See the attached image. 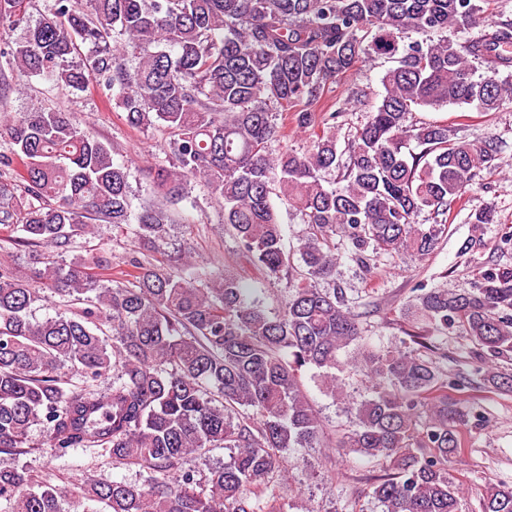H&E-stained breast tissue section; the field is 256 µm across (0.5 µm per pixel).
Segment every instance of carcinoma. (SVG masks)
Wrapping results in <instances>:
<instances>
[{"mask_svg":"<svg viewBox=\"0 0 512 512\" xmlns=\"http://www.w3.org/2000/svg\"><path fill=\"white\" fill-rule=\"evenodd\" d=\"M489 2L53 0L33 23L32 0H0V89L32 76L62 93L96 83L129 127L167 135L164 158L147 165L156 199L135 213L129 169L71 113L0 121V228L31 256L22 269L0 263V455L29 453L40 425L54 454L91 449L142 476L138 485L84 474L70 500L22 466L0 467V512H289L285 463L323 437L300 389L308 369L353 417L333 451L383 471L367 492L378 512H465L448 464L483 415L448 394L471 383L431 357V332L512 359V268H489L462 292L423 289L410 338L427 355L369 346L343 292L321 283L336 277L338 236L361 262L369 247L428 254L434 226L498 168L495 139L410 123L417 106L493 112L512 99V19L494 18ZM469 26L483 31L444 36ZM412 33L440 38L404 42ZM375 57L395 66L339 154L350 101L327 95ZM285 112L296 131H312L307 149L272 150L288 136ZM329 170L339 181L326 185ZM196 179L242 256L270 278L292 260L272 197L307 225L303 270L278 312L236 276L192 261V248L166 253L175 206ZM96 222L126 227L140 245L121 278L108 276L110 259L73 252ZM51 296L55 315L36 319ZM348 377L365 386L361 398L348 396ZM484 381L512 391L508 372ZM216 448L228 451L219 465ZM480 506L512 512V486L487 483Z\"/></svg>","mask_w":512,"mask_h":512,"instance_id":"obj_1","label":"carcinoma"}]
</instances>
